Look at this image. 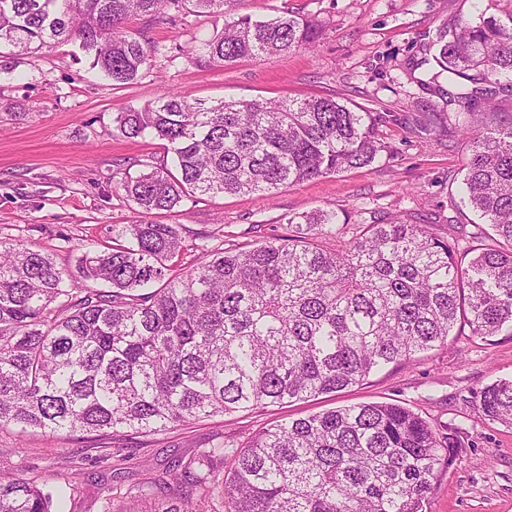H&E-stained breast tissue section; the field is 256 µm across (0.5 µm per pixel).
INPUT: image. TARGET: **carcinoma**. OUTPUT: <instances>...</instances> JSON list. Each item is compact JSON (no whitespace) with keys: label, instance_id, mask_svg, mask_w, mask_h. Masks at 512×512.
<instances>
[{"label":"carcinoma","instance_id":"1","mask_svg":"<svg viewBox=\"0 0 512 512\" xmlns=\"http://www.w3.org/2000/svg\"><path fill=\"white\" fill-rule=\"evenodd\" d=\"M224 18L191 49L194 64L231 66L314 46L319 21L284 10L257 19L235 0H0V46L14 56L76 44L121 85L152 66L155 47L126 26L166 8ZM414 81L418 135L469 140L465 202L491 227L470 260L427 224H358L341 249L339 216L287 218L288 237L194 244L205 260L169 274L187 251L178 226L142 220L78 260L84 282L32 244L0 240V429L106 439L148 436L215 416L336 394L448 342L462 326L484 339L512 327V122L494 127L512 93V13L438 31ZM126 138L165 142L171 162L118 182L142 214L187 196H274L311 178L371 165L386 151L380 116L334 98L223 99L169 90L113 119ZM480 408L512 425V380L482 388ZM220 443L172 475L192 486L154 512H426L463 448L398 403L343 406L270 424L224 473ZM57 494L0 480V512H53Z\"/></svg>","mask_w":512,"mask_h":512}]
</instances>
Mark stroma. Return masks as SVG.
Masks as SVG:
<instances>
[{
  "label": "stroma",
  "mask_w": 512,
  "mask_h": 512,
  "mask_svg": "<svg viewBox=\"0 0 512 512\" xmlns=\"http://www.w3.org/2000/svg\"><path fill=\"white\" fill-rule=\"evenodd\" d=\"M292 9L323 26L319 44L284 56L233 66L188 61L195 38L212 34L216 20L186 13L177 20L149 17L130 27L155 46L152 67L116 86L75 45L48 48L15 63L0 82V239L33 243L58 266L75 269L86 249L112 243V228L139 218L116 187L124 172L162 160L159 140L128 139L112 122L117 112L153 102L175 89L213 102L331 96L383 114L386 152L373 164L310 179L274 198L237 195L186 198L157 224H178L185 237L263 241L286 231L285 218L317 209L336 211L348 224H376L395 216L429 224L457 240L461 253L477 250L474 213L458 185L469 146L463 138L420 139L405 120L434 96L408 79L438 29L478 15L505 16L512 0H237L255 17ZM24 103L17 121L11 104ZM512 377V333L482 339L463 332L406 366L372 373L362 384L283 407L240 411L163 434L104 440L33 432L18 439L0 430V475L50 489L65 487L59 512H149L140 483L167 479L181 462L220 440L247 441L267 425L338 406L396 402L438 427L464 430L465 450L440 477L428 512H512V427L488 420L478 394Z\"/></svg>",
  "instance_id": "1"
}]
</instances>
